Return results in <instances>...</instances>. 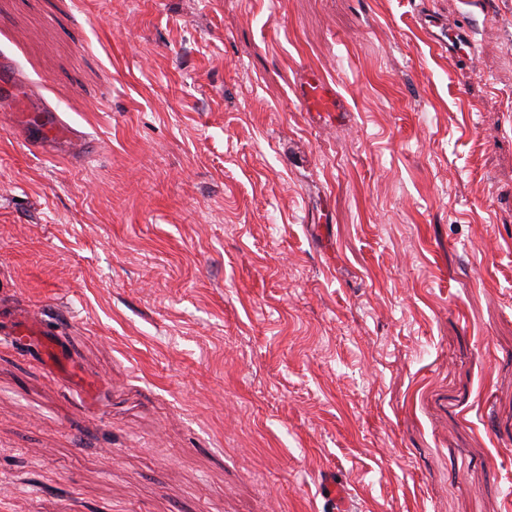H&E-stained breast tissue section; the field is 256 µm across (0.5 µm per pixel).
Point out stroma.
<instances>
[{"instance_id": "stroma-1", "label": "stroma", "mask_w": 512, "mask_h": 512, "mask_svg": "<svg viewBox=\"0 0 512 512\" xmlns=\"http://www.w3.org/2000/svg\"><path fill=\"white\" fill-rule=\"evenodd\" d=\"M0 0V512H512V0ZM350 111L296 100L306 69ZM422 20L423 26L426 30L432 45L441 51H448V22L441 20L434 16L428 7V2L422 1ZM433 28H438L440 33L434 31ZM21 84L19 70L16 63L7 55L0 54V87L2 93L11 92V94ZM30 132L32 143L48 142L56 137H81L68 126L59 112L48 103H44L38 112L19 113ZM12 336L20 339H37L36 352L44 363L52 368H60L66 361L63 345L56 337V330L50 328L41 314L29 313L14 327Z\"/></svg>"}]
</instances>
